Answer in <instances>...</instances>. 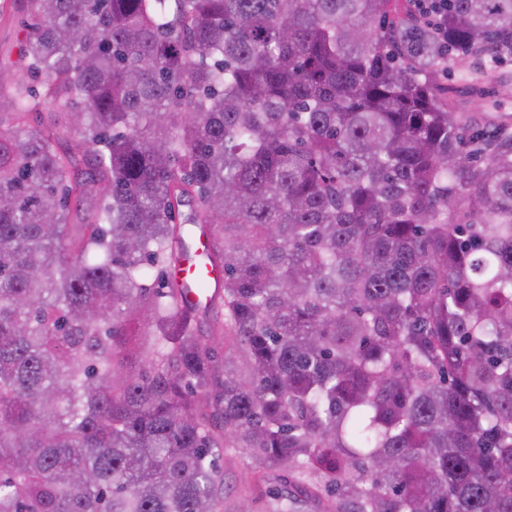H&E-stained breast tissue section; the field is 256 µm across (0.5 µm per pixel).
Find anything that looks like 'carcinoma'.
<instances>
[{"instance_id":"cac0c4a2","label":"carcinoma","mask_w":512,"mask_h":512,"mask_svg":"<svg viewBox=\"0 0 512 512\" xmlns=\"http://www.w3.org/2000/svg\"><path fill=\"white\" fill-rule=\"evenodd\" d=\"M25 2L0 512H224L230 448L315 512H512V135L437 81L512 0ZM189 266L190 267L188 271H181L180 278L181 280L186 281L190 287L188 293L190 302L196 303L200 299L197 290L199 288V285L196 279L205 277L208 279L209 285L212 287L217 286L218 281L216 279L215 274L210 272V268L206 269L207 271H205L203 269H196L197 267L203 268L199 264H192Z\"/></svg>"}]
</instances>
